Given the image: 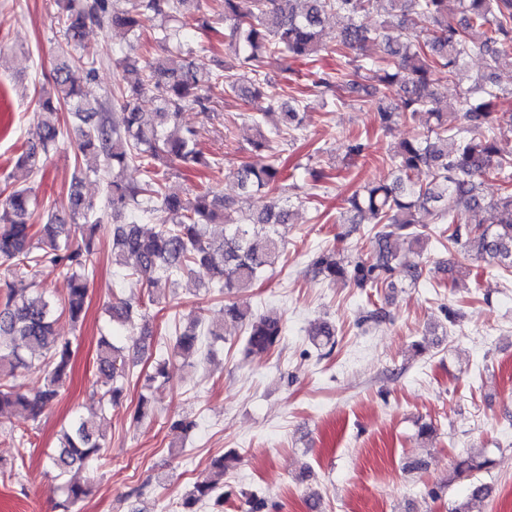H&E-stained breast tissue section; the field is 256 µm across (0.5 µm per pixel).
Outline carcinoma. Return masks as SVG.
I'll return each instance as SVG.
<instances>
[{"label":"carcinoma","mask_w":512,"mask_h":512,"mask_svg":"<svg viewBox=\"0 0 512 512\" xmlns=\"http://www.w3.org/2000/svg\"><path fill=\"white\" fill-rule=\"evenodd\" d=\"M120 0H68L59 19L66 46L78 44L88 24L109 25L133 36L146 23L160 21L154 39L167 45L168 55L146 59L142 67L128 60L119 66L135 70V77L117 87L116 102L122 111L120 124L110 121L105 103L93 95L89 83L94 68L62 51L53 67L51 88L45 92L41 112L27 148L17 165L37 174L43 160L69 137L82 155L103 159L104 168L90 173L104 185L107 208L113 218L141 212L156 220L143 231L134 221L112 225V262L125 266L133 261L132 274L148 286V301L176 278L206 266L224 293L231 295L251 287L284 249L280 228L291 223L290 206L279 200L244 209L206 190L183 199L163 190L172 167L187 172L210 169L218 161L197 148L195 130L182 119L192 102L210 111V91L223 86L224 95L245 101L263 99L266 106L250 116L256 132L252 146L270 153L269 163L244 164L236 177L243 193L262 197L288 180L272 144L300 128V100L280 102L275 85L262 71V59L279 54L290 60L315 61L326 50L339 57L334 72L316 71L313 85L336 102L376 105L380 124L388 128L400 118L420 115L426 129L397 146L390 157L389 178L364 184L347 199L349 222L373 225L374 245L368 256L350 263L334 250H322L311 258V267L323 279L354 283L359 288L394 287L397 272L411 284L422 276L418 263L402 262L392 239L398 232L418 243L425 224H446V241L461 251L491 264L499 273H512V157L500 154L497 135L512 127V115L495 112L503 94L497 73L512 68V0H458L462 18L448 19V0H223L224 49L230 60L224 73L206 72L180 62L181 44L170 45L177 30L167 26L188 25L194 19L191 0H137L134 10L118 7ZM380 12L378 25L367 17ZM342 15L346 24L329 47L323 40L324 21ZM379 45L382 55L365 54ZM484 56V71L466 88L463 96L443 108L434 87L466 71L472 52ZM86 73L80 85L72 70ZM152 94L160 103L154 112L140 110L138 101ZM67 110L71 128H65L60 112ZM134 167L145 180L129 181ZM73 179L68 217L50 215L45 224L30 219L39 208L30 187L14 188L0 210V267L12 278L0 297V415L22 410L38 419L52 407L63 390L74 354V341L54 330V307L37 281L39 268H61L69 280L63 312L73 324L82 321L93 270L89 256L95 233L102 223L92 199L83 192L88 175ZM495 175L503 193L483 203V178ZM470 213L471 221L459 225L448 211V201ZM214 224L224 225L221 239L212 236ZM110 320L125 326L132 322L133 305L120 301L109 308ZM224 316L246 328L245 354L267 353L275 348L285 327L277 315H255L233 303ZM198 321L180 332L172 355L185 361L199 345ZM335 330L323 323L310 333L318 349L332 347ZM104 390L99 397L105 411L117 403L129 379L130 363L123 348L102 340L97 355ZM20 369L37 370L43 384L27 394L13 384ZM106 452L101 434L93 424L72 419L61 432L57 451L48 465L58 481L56 490L74 505L87 490L67 478V473ZM232 458L221 456L211 463L179 502L178 512H198V505L214 501L224 506V474ZM491 466L488 458L461 457L455 472L480 471ZM489 494L482 483L470 485L468 496L453 503L450 512H471L472 501Z\"/></svg>","instance_id":"carcinoma-1"}]
</instances>
